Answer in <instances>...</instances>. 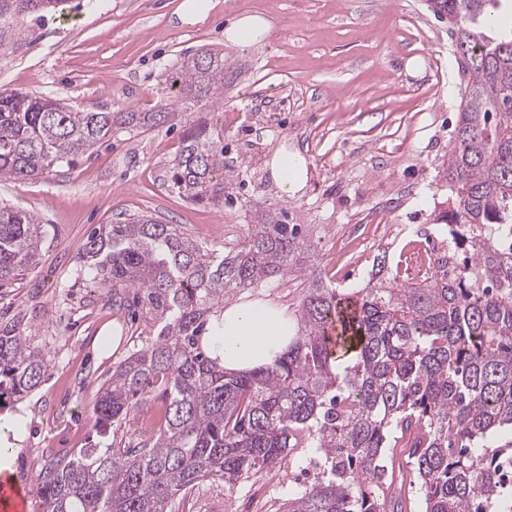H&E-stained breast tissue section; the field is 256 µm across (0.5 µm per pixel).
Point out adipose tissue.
I'll use <instances>...</instances> for the list:
<instances>
[{
	"label": "adipose tissue",
	"mask_w": 512,
	"mask_h": 512,
	"mask_svg": "<svg viewBox=\"0 0 512 512\" xmlns=\"http://www.w3.org/2000/svg\"><path fill=\"white\" fill-rule=\"evenodd\" d=\"M271 176L283 194L293 195L306 180V162L302 155L275 151L270 161ZM211 339L226 371L249 372L273 363L288 349L295 333L292 316L283 307L240 301L214 316Z\"/></svg>",
	"instance_id": "obj_1"
}]
</instances>
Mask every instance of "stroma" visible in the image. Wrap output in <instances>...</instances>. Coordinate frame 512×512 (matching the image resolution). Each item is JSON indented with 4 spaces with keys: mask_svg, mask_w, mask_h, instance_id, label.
<instances>
[{
    "mask_svg": "<svg viewBox=\"0 0 512 512\" xmlns=\"http://www.w3.org/2000/svg\"><path fill=\"white\" fill-rule=\"evenodd\" d=\"M179 2L79 0L64 17L24 18V39L0 44V89L108 111L152 108L162 74L183 54L220 49L229 63L222 112L195 108L173 126L120 130L74 169L0 179V205L49 226L40 263L0 284V328L15 326L50 362L19 405L26 426L13 476L30 487L40 465L95 440L99 387L158 331L89 280L79 256L95 226L146 214L220 252L247 238L253 209L288 208L319 239L314 266L352 292L380 248L404 261L408 243L428 246L438 216L453 211L436 167L451 147L460 76L448 23L423 0H211L204 21L190 26L174 16ZM252 13L270 21V37L227 44L225 26ZM214 116L224 125V160L244 188L230 204L192 203L172 191L170 164L184 131ZM280 148L308 164L292 197L277 190L268 166ZM302 295L287 277L230 300H269L293 313ZM308 455L300 449L292 470L230 489L205 483L190 512H277L289 490L311 481Z\"/></svg>",
    "mask_w": 512,
    "mask_h": 512,
    "instance_id": "stroma-1",
    "label": "stroma"
}]
</instances>
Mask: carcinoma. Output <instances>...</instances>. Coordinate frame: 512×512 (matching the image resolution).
Instances as JSON below:
<instances>
[{"label": "carcinoma", "instance_id": "obj_1", "mask_svg": "<svg viewBox=\"0 0 512 512\" xmlns=\"http://www.w3.org/2000/svg\"><path fill=\"white\" fill-rule=\"evenodd\" d=\"M69 0H0V26L43 19ZM448 20L464 94L441 174L456 196L450 245L400 278L388 251L365 285L304 279L295 337L273 364L224 371L204 343L233 291L292 276L313 257L310 225L286 208L255 211L254 229L210 252L149 215L101 224L80 259L90 280L143 292L158 335L112 367L96 402L106 448H81L43 466L44 512H173L204 480L231 488L262 469L292 465L297 448L320 464L280 512H404L403 487L420 483L422 512H512V14L501 0H426ZM224 52L184 54L161 75L153 112H109L0 91V178L23 181L74 168L115 128L143 129L224 95ZM224 129L183 133L171 188L194 203L232 197ZM46 225L0 206V282L37 264ZM50 364L15 329H0V424L6 405L41 384ZM163 403L152 431L128 448L115 433L141 405ZM405 462L388 468L387 452Z\"/></svg>", "mask_w": 512, "mask_h": 512}]
</instances>
